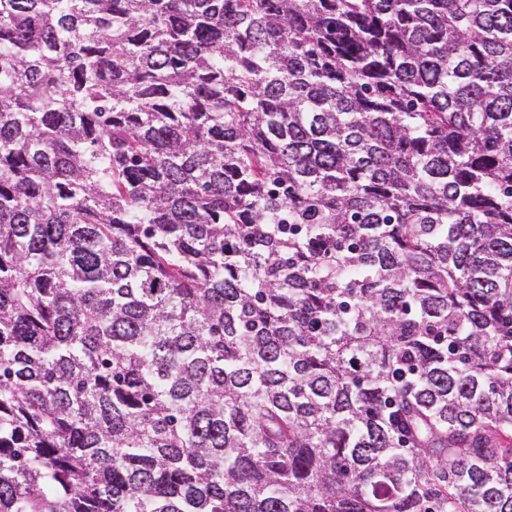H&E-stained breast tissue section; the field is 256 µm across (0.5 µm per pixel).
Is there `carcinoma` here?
<instances>
[{"label":"carcinoma","instance_id":"obj_1","mask_svg":"<svg viewBox=\"0 0 512 512\" xmlns=\"http://www.w3.org/2000/svg\"><path fill=\"white\" fill-rule=\"evenodd\" d=\"M0 512H512V0H0Z\"/></svg>","mask_w":512,"mask_h":512}]
</instances>
